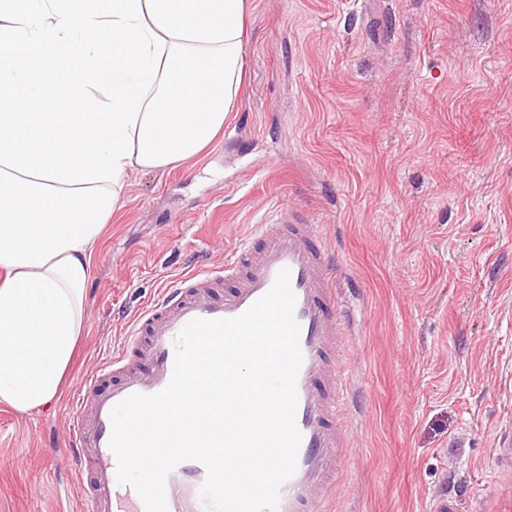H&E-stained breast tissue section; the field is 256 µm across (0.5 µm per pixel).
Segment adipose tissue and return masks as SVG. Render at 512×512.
<instances>
[{"mask_svg":"<svg viewBox=\"0 0 512 512\" xmlns=\"http://www.w3.org/2000/svg\"><path fill=\"white\" fill-rule=\"evenodd\" d=\"M249 0H0V404L57 395L91 257L134 170L222 132ZM61 97L73 112H43Z\"/></svg>","mask_w":512,"mask_h":512,"instance_id":"adipose-tissue-1","label":"adipose tissue"}]
</instances>
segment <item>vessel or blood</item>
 Here are the masks:
<instances>
[{
	"mask_svg": "<svg viewBox=\"0 0 512 512\" xmlns=\"http://www.w3.org/2000/svg\"><path fill=\"white\" fill-rule=\"evenodd\" d=\"M284 268L290 271L300 325L296 425L302 440L297 470L281 487L277 512H326L346 453L338 425L345 393L336 361L342 336L337 269L317 225L286 204L277 206L223 266L192 270L166 284L161 298L129 322L117 353L80 387L67 445L77 452L84 512H146L138 493L117 481V461L109 447L113 407L131 394L151 395L168 384L174 341L189 321L242 314ZM205 478L200 462L179 464L166 481L168 512H205L200 497Z\"/></svg>",
	"mask_w": 512,
	"mask_h": 512,
	"instance_id": "1",
	"label": "vessel or blood"
}]
</instances>
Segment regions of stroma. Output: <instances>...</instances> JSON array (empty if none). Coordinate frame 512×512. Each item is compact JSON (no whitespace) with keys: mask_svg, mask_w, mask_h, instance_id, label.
Returning <instances> with one entry per match:
<instances>
[{"mask_svg":"<svg viewBox=\"0 0 512 512\" xmlns=\"http://www.w3.org/2000/svg\"><path fill=\"white\" fill-rule=\"evenodd\" d=\"M242 91L188 166L127 176L48 407L0 405V512H72L69 398L126 317L277 205L331 247L352 447L329 512L512 493V0H251Z\"/></svg>","mask_w":512,"mask_h":512,"instance_id":"35a3bbf8","label":"stroma"}]
</instances>
